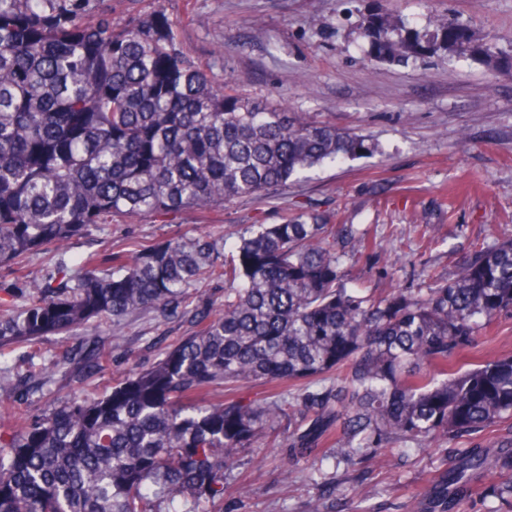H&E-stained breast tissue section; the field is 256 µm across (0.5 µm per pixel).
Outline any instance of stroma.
<instances>
[{
  "label": "stroma",
  "mask_w": 512,
  "mask_h": 512,
  "mask_svg": "<svg viewBox=\"0 0 512 512\" xmlns=\"http://www.w3.org/2000/svg\"><path fill=\"white\" fill-rule=\"evenodd\" d=\"M115 16L161 8L177 23L184 51L219 80L250 98L282 100L293 112L351 129L372 152L312 173L272 196L242 198L207 211L117 219L72 240L66 260L87 253L136 251L206 232L219 237L250 224H280L300 211L332 215L367 231L371 249L342 243L341 271L350 288L417 293L426 277H452L474 247L512 238V0H111ZM392 13L407 27L433 30L443 14L471 21L494 46V59L437 49L405 63L369 60L359 31L369 14ZM56 254L23 272L0 268V291L22 305L25 279L47 277ZM191 314L130 317L113 346L106 327L87 325L11 354L9 365L43 367L99 340L100 370L73 379L53 372L44 388L0 396V434L72 397L111 391L130 372L152 367L195 331ZM512 424L450 435L445 450L407 454L382 449L357 465L346 497L333 500L324 479L347 466L313 457L291 464L287 441L256 436L225 480L224 512H412L430 489L442 456L475 448Z\"/></svg>",
  "instance_id": "35a3bbf8"
}]
</instances>
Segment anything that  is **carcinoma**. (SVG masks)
I'll list each match as a JSON object with an SVG mask.
<instances>
[{
  "label": "carcinoma",
  "instance_id": "carcinoma-1",
  "mask_svg": "<svg viewBox=\"0 0 512 512\" xmlns=\"http://www.w3.org/2000/svg\"><path fill=\"white\" fill-rule=\"evenodd\" d=\"M363 23L375 59L425 48L391 17ZM434 26L457 56L491 52L469 21L438 15ZM370 150L354 132L215 82L159 9L118 20L108 0H0V267L62 253L116 217L262 198ZM107 263L90 253L70 275L62 259L27 281L25 307L0 314V358L91 322L114 337L133 314L169 317L206 278L224 280L223 307L195 308L201 328L111 392L0 435V512H221L224 472L259 430L288 423L295 462L332 445L354 464L369 449L426 448L512 420V355L456 368L487 322L512 311V239L416 296L345 287L336 225L319 212L251 224L229 256L204 235ZM77 364L80 375L100 368L98 347ZM38 380L0 368V393ZM251 381L288 393L274 405L198 400ZM489 461L501 480L484 489L486 512H512V432L458 453L415 512H448Z\"/></svg>",
  "mask_w": 512,
  "mask_h": 512
}]
</instances>
